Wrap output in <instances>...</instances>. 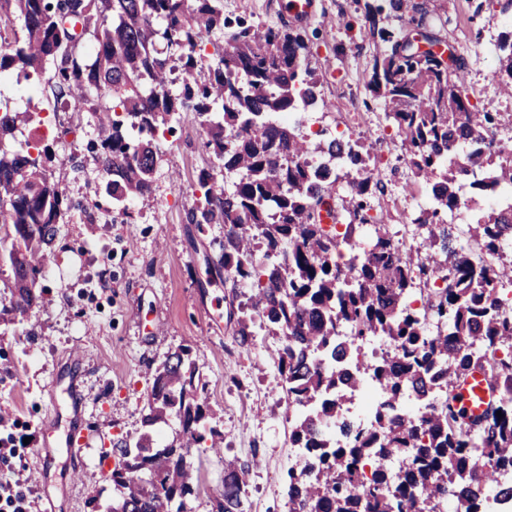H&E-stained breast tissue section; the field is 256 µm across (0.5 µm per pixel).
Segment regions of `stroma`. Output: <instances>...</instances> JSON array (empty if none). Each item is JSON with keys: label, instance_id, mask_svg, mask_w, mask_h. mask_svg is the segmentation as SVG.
<instances>
[{"label": "stroma", "instance_id": "stroma-1", "mask_svg": "<svg viewBox=\"0 0 512 512\" xmlns=\"http://www.w3.org/2000/svg\"><path fill=\"white\" fill-rule=\"evenodd\" d=\"M364 3L315 0V18L302 25L327 102L306 133L336 137L359 126L381 182L369 201L371 219L416 236L413 220L430 201L380 100L366 93L380 42L369 34ZM224 15L252 26L293 25L282 0H224ZM404 15L463 54L471 105L512 114V98L497 90V43L507 19L499 0H406ZM33 97L39 112L25 134L33 141L38 128H47L49 168L73 208L55 242V261L37 282L43 306L24 324L0 322V409L12 413L0 424V444L13 450L0 457V483L22 495V512H99L114 464L112 436L139 431L155 369L184 345L206 385V424L224 435L222 453L191 451L206 486L194 512H217L228 460L249 469L247 512H288L283 487L293 446L283 380L273 376L262 341L246 348L236 339L244 287L209 273L223 225L200 230L189 222L197 176L213 165L205 130L191 115L171 121L157 137L162 158L151 197L124 209L113 204L86 151L98 135L91 113L57 104L45 78L36 81ZM72 377L81 397L75 411L65 393ZM80 418L88 439L76 458L65 439ZM47 434L59 447L44 475L36 450Z\"/></svg>", "mask_w": 512, "mask_h": 512}]
</instances>
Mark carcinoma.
<instances>
[{
  "label": "carcinoma",
  "instance_id": "carcinoma-1",
  "mask_svg": "<svg viewBox=\"0 0 512 512\" xmlns=\"http://www.w3.org/2000/svg\"><path fill=\"white\" fill-rule=\"evenodd\" d=\"M365 22L383 44L371 61L368 91L384 102L386 118L402 137L410 164L428 187L431 206L413 223L425 227V251L403 247L396 234L366 217L367 198L380 188L370 154L349 137L317 142L275 120L321 95L309 68L310 46L298 29L243 26L208 65L197 51L203 26L224 31V0H0V262L9 264V305L0 315L23 323L43 302L36 278L54 260L53 244L72 203L53 180L47 146L32 153L20 123L29 111L11 105L1 86L51 69L57 97L74 112L90 110L100 130L86 150L107 178L106 192L124 204L153 192L159 152L153 138L175 116L192 113L204 125L206 147L221 169L235 176L224 189L211 169L198 175L200 197L190 223L224 225L216 267L249 287L250 312L238 318L236 336H275L268 349L287 384L286 406H306L331 396L321 412L292 421L290 440L309 453L306 468L288 470V512H479L512 469V306L499 289L512 286V261L503 245L512 239V210L483 209L468 226L479 247L458 243L445 218L476 194L512 185V152L489 135L496 119L465 95V62L453 65L432 50L418 51L404 37L379 26L382 8L364 4ZM22 20V32L12 26ZM179 52L178 81L157 38ZM499 85L512 95V29L498 44ZM320 154L328 166L314 169ZM348 172H336V163ZM345 182L341 209L329 207ZM345 226L342 239L324 217ZM264 259H254L258 246ZM442 282L424 298L408 300L417 283ZM443 324L426 334L429 318ZM359 337L379 336L391 353L373 364L384 389L379 432L356 433L354 445L331 446L321 434L322 416L339 413L365 372L339 374L318 359H341L340 328ZM480 344L483 356L472 353ZM481 367L497 401L485 420L470 425L455 407V383ZM192 348L170 352L156 369L136 436L112 438L115 466L105 512H191L204 491L187 460L193 448L219 451L224 435L206 427L208 397L196 381ZM448 390L426 416L394 414L410 390ZM175 419L180 430L161 444L153 433ZM401 448L406 467L396 483L381 471ZM379 468L374 482L356 489L357 461ZM248 470L224 466L218 512H247Z\"/></svg>",
  "mask_w": 512,
  "mask_h": 512
}]
</instances>
